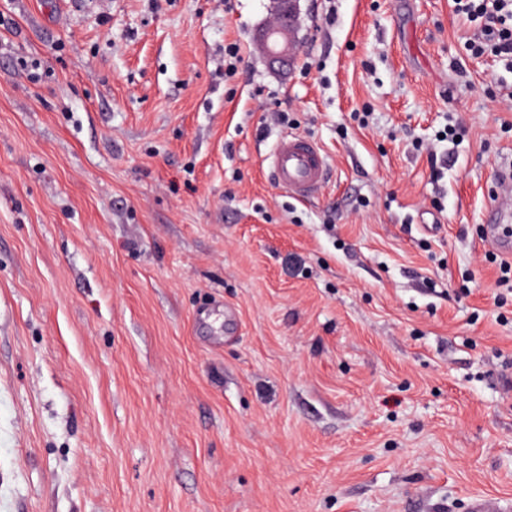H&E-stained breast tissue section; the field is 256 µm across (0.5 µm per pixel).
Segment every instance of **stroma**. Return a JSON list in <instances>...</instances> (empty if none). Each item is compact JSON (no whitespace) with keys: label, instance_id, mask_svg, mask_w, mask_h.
Instances as JSON below:
<instances>
[{"label":"stroma","instance_id":"1","mask_svg":"<svg viewBox=\"0 0 512 512\" xmlns=\"http://www.w3.org/2000/svg\"><path fill=\"white\" fill-rule=\"evenodd\" d=\"M326 5L278 71L271 0H0V512L512 504V70L449 0ZM267 160L277 186L298 201L318 195L329 178L330 163L326 153L305 135H280Z\"/></svg>","mask_w":512,"mask_h":512}]
</instances>
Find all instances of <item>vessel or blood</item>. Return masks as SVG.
Returning a JSON list of instances; mask_svg holds the SVG:
<instances>
[{
    "label": "vessel or blood",
    "instance_id": "vessel-or-blood-1",
    "mask_svg": "<svg viewBox=\"0 0 512 512\" xmlns=\"http://www.w3.org/2000/svg\"><path fill=\"white\" fill-rule=\"evenodd\" d=\"M267 160L277 186L299 201L318 195L329 178L330 163L326 153L317 142L305 135H280ZM510 215L512 205L498 203L484 231L485 240L507 256H512V238L501 233L499 221L501 217Z\"/></svg>",
    "mask_w": 512,
    "mask_h": 512
}]
</instances>
